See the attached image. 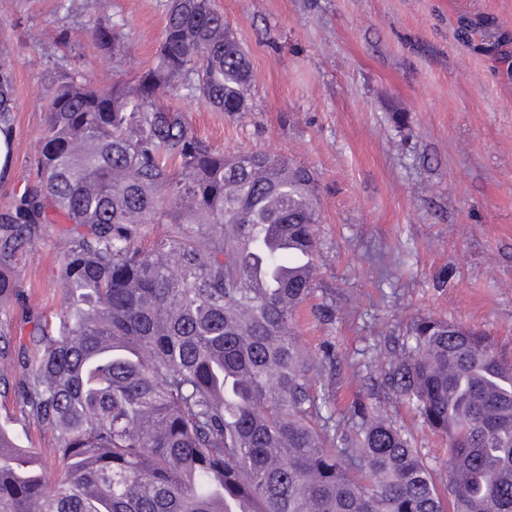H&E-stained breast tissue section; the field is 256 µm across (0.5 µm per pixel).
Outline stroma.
<instances>
[{
    "label": "stroma",
    "mask_w": 512,
    "mask_h": 512,
    "mask_svg": "<svg viewBox=\"0 0 512 512\" xmlns=\"http://www.w3.org/2000/svg\"><path fill=\"white\" fill-rule=\"evenodd\" d=\"M252 64L248 111H213L180 91L172 105L227 154L262 151L307 166L321 222L311 304L330 322L292 328L312 359L330 355L328 411L350 429L357 404L393 422L430 463L446 442L414 406L372 391L410 326L433 316L485 331L512 359V0H216ZM171 0H0V54L13 70L16 134L0 206L25 184L41 148L47 97L60 74L97 89L134 83L155 60ZM508 37L481 55L459 20ZM121 22L118 41L96 25ZM68 237L45 225L15 264L20 298L7 325L26 337L53 318ZM20 379L0 423L59 471L54 435L23 417Z\"/></svg>",
    "instance_id": "35a3bbf8"
}]
</instances>
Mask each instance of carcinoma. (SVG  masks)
Masks as SVG:
<instances>
[{
  "instance_id": "cac0c4a2",
  "label": "carcinoma",
  "mask_w": 512,
  "mask_h": 512,
  "mask_svg": "<svg viewBox=\"0 0 512 512\" xmlns=\"http://www.w3.org/2000/svg\"><path fill=\"white\" fill-rule=\"evenodd\" d=\"M247 54L213 0H171L135 86L80 73L50 92L33 174L0 209V302L44 224L86 228L61 257L57 326L18 359L21 411L61 469L0 425V512H512V362L482 331L422 317L381 386L445 438L448 484L368 407L336 433L290 325L313 292L314 176L285 157L226 154L168 98L245 112ZM0 54V140L11 148ZM169 224L153 248L141 225ZM208 241V249L196 239Z\"/></svg>"
}]
</instances>
